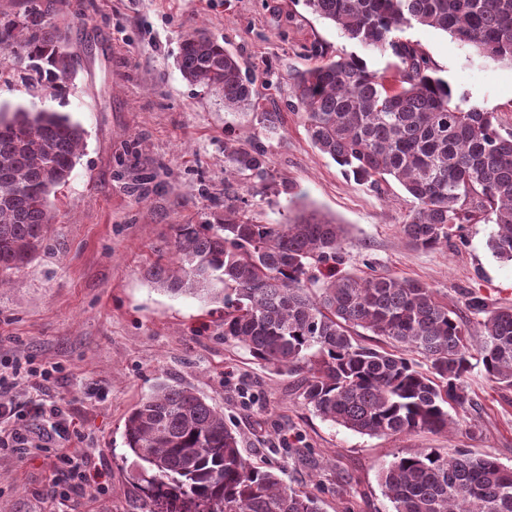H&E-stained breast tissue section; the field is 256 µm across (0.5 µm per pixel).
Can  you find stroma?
I'll use <instances>...</instances> for the list:
<instances>
[{
    "mask_svg": "<svg viewBox=\"0 0 512 512\" xmlns=\"http://www.w3.org/2000/svg\"><path fill=\"white\" fill-rule=\"evenodd\" d=\"M78 65L65 91L25 86V65L0 51V104L68 113L85 131L80 157L54 200L55 221L40 253L0 288V363L30 359L53 372L48 389L21 381L8 394L20 408L57 402L71 423L52 448L88 457L101 487L54 496L59 475L40 455L0 450V512H140L124 439L128 412L160 382L193 388L223 410L245 457L291 485L322 480L325 512H391L380 470L422 448H465L512 467V392L474 368L468 409H453V434L368 436L324 420L304 405L297 375L255 359L224 338V312L171 295L147 277L174 224L224 217L225 145L265 149L264 188L247 197L265 224L314 211L342 224L340 273L389 274L436 288L480 334L470 297L512 308V263L491 254L492 219L461 225L447 246L416 249L399 234L413 207L397 182L356 183L311 143L294 111V75L317 52L355 55L391 72L394 56L364 50L313 15L303 0H81L51 15ZM223 39L254 78L257 108L228 110L221 95L188 83L176 57L198 28ZM405 39L432 58L461 109L495 113L512 132V65L483 63L452 35L414 26ZM279 111L271 129L261 115ZM153 177L146 197L134 190ZM351 486L337 491L339 473Z\"/></svg>",
    "mask_w": 512,
    "mask_h": 512,
    "instance_id": "35a3bbf8",
    "label": "stroma"
}]
</instances>
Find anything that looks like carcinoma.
Wrapping results in <instances>:
<instances>
[{
	"label": "carcinoma",
	"mask_w": 512,
	"mask_h": 512,
	"mask_svg": "<svg viewBox=\"0 0 512 512\" xmlns=\"http://www.w3.org/2000/svg\"><path fill=\"white\" fill-rule=\"evenodd\" d=\"M318 17L363 48L398 59L391 76L358 56L324 59L293 78L292 107L304 114L312 144L358 183L392 179L414 208L399 225L411 246L448 245L455 224L495 215V258L512 262V132L492 112L464 111L451 84L419 45L400 33L414 25L451 34L486 61L512 65V0H304ZM72 0H30L0 15V50L30 62L29 82L57 95L59 74L75 57L57 55L63 39L47 21ZM189 83L223 94L224 108L256 106L224 42L203 29L186 36L176 59ZM84 142L62 113L18 104L0 107V287L4 274L44 247L54 215L50 196L74 169ZM260 145L228 150L229 175L267 179ZM240 189H224V220L175 224L171 258L148 274L173 294L224 306V340L301 375L304 404L325 420L370 436L447 432L449 408L471 405V359L503 392L512 391V309L487 312L473 344L467 325L435 289L392 275L336 272L344 228L315 212L286 224L246 214ZM361 328L391 345L362 344ZM418 350L419 370L407 357ZM125 443L140 470L134 487L143 512H323L311 490L286 485L247 459L224 412L189 387L160 384L124 422ZM379 481L393 512H512V469L466 448H423L384 467Z\"/></svg>",
	"instance_id": "obj_1"
}]
</instances>
